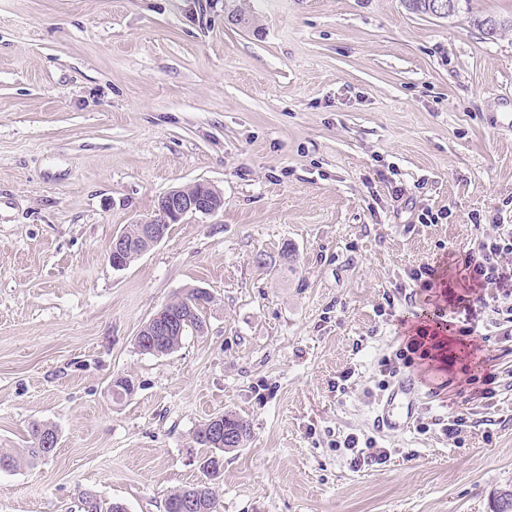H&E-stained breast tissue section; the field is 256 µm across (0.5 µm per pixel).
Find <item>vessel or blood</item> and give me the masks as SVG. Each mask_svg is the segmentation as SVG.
<instances>
[{
  "label": "vessel or blood",
  "instance_id": "1",
  "mask_svg": "<svg viewBox=\"0 0 512 512\" xmlns=\"http://www.w3.org/2000/svg\"><path fill=\"white\" fill-rule=\"evenodd\" d=\"M422 400L418 377L411 373L400 375L377 401L376 428L387 432L407 430L421 411Z\"/></svg>",
  "mask_w": 512,
  "mask_h": 512
}]
</instances>
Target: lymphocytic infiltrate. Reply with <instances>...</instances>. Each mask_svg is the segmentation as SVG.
<instances>
[{"mask_svg": "<svg viewBox=\"0 0 512 512\" xmlns=\"http://www.w3.org/2000/svg\"><path fill=\"white\" fill-rule=\"evenodd\" d=\"M413 281L436 306L435 328H420L396 350L394 357L383 359L385 373L396 374L398 368H418L427 361L453 363L444 338L448 329L459 336L477 335L471 319H460L457 309L470 300L482 305L488 314L486 328L499 332L512 330V225L493 224L473 246L454 258V266L442 270L440 265L424 264L411 274Z\"/></svg>", "mask_w": 512, "mask_h": 512, "instance_id": "lymphocytic-infiltrate-1", "label": "lymphocytic infiltrate"}]
</instances>
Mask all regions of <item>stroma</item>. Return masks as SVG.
Returning <instances> with one entry per match:
<instances>
[{"label": "stroma", "mask_w": 512, "mask_h": 512, "mask_svg": "<svg viewBox=\"0 0 512 512\" xmlns=\"http://www.w3.org/2000/svg\"><path fill=\"white\" fill-rule=\"evenodd\" d=\"M486 15L512 22V0L448 19L403 0H0V449L21 458L0 512H165L205 481L192 435L227 410L252 436L224 457L220 512H493L512 340L484 344L495 407L429 392L428 431L373 425L381 359L432 312L411 271L512 215V25L487 37ZM195 182L223 209L113 269V238ZM399 187L442 223L414 222ZM193 288L214 297L203 330L140 352ZM119 376L135 391L116 400ZM35 421L58 444L31 465ZM350 433L390 459L353 468Z\"/></svg>", "instance_id": "35a3bbf8"}]
</instances>
